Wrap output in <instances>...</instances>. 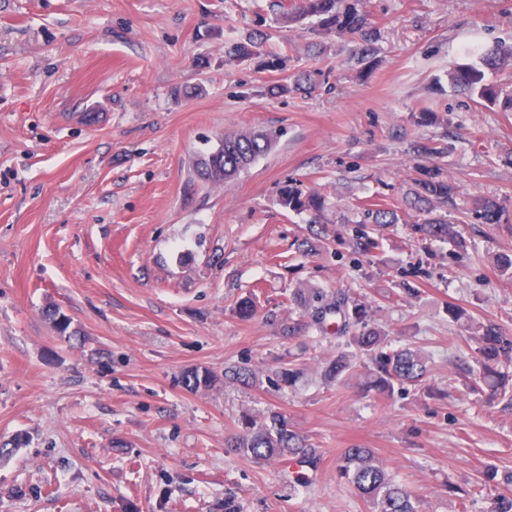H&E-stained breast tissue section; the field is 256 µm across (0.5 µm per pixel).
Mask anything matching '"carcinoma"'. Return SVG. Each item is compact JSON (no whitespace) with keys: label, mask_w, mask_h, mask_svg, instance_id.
Segmentation results:
<instances>
[{"label":"carcinoma","mask_w":512,"mask_h":512,"mask_svg":"<svg viewBox=\"0 0 512 512\" xmlns=\"http://www.w3.org/2000/svg\"><path fill=\"white\" fill-rule=\"evenodd\" d=\"M363 0H297L294 9L283 14L281 21L291 23L303 16H316L322 29L334 32L355 44L357 60L369 63L381 31L370 20V14L362 7ZM483 68L459 67L450 73L451 82L477 97L482 104L498 106L512 111V75L503 84L489 83L485 70L502 72L512 66V49H496L484 54ZM277 136L271 132L239 131L226 133L219 145L196 160L195 174L190 176L186 188L222 185L240 175L259 157L268 154ZM450 146L441 141L418 142L412 147L415 160L439 159L447 156ZM408 195L410 207L417 212L414 232L422 242L438 241L448 244L457 253L467 252L468 240L464 224L473 218L482 224H490L503 234L512 236V212L495 199L474 195L463 204L457 203L459 187L443 169L434 164L420 168V177ZM282 202L295 211H309L317 227L311 230L316 239L327 240L337 233L330 225L320 222L325 210V200L317 191L302 193L292 187L283 194ZM454 210L453 218L438 214L441 209ZM399 221L397 211L379 198L362 205V219L352 226V242L356 250L376 256L384 247L383 230ZM308 321L290 320L283 329L292 338L304 330L313 329L319 335L328 334L327 316L337 320L336 334L343 339L348 350L339 352L326 362L323 377L328 382L340 383L354 369L362 365L367 373L361 386L385 397L396 393L414 391L424 398L436 396V390L428 383L429 366L422 352L413 346L393 348L388 334L374 322L372 310L346 289H338L328 296L319 294L303 301ZM45 316L54 323L62 336L75 337L70 330L71 321L57 308H48ZM478 347L473 356L474 365L461 368L463 392H475L486 385L495 395L512 401V380L502 367L512 364V337L507 336L496 324H481L477 330ZM252 372L246 368L227 367L224 382L251 383ZM184 385L193 391L212 386L210 372L194 369L183 377ZM226 447L257 462H271L288 458L295 461L298 470L289 476V486L306 487L311 484L310 473L317 470L319 450L307 443V439L290 428L288 418L271 412L263 420L253 421L246 430L230 439ZM337 476L350 484L358 496L368 505L370 512H419V500L414 491L398 478L369 448H347L338 457ZM512 485V472L499 474L493 467L483 470L481 489ZM487 512H512V494L498 493L491 498Z\"/></svg>","instance_id":"carcinoma-1"}]
</instances>
